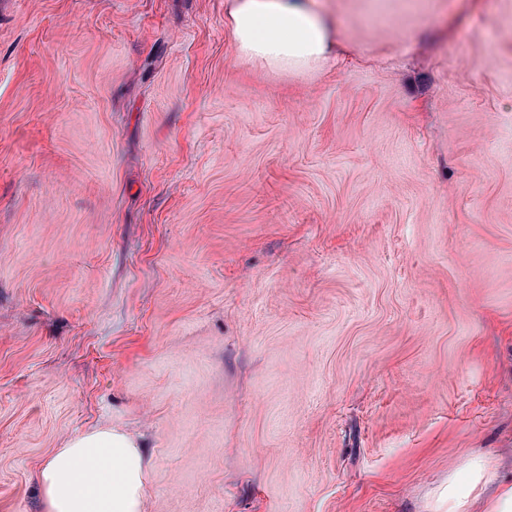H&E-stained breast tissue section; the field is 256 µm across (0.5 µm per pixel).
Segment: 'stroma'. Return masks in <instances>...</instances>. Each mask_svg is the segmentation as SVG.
Listing matches in <instances>:
<instances>
[{
	"instance_id": "35a3bbf8",
	"label": "stroma",
	"mask_w": 512,
	"mask_h": 512,
	"mask_svg": "<svg viewBox=\"0 0 512 512\" xmlns=\"http://www.w3.org/2000/svg\"><path fill=\"white\" fill-rule=\"evenodd\" d=\"M0 0V512L109 424L145 512H446L512 456V0ZM228 15L239 49L268 65L298 70L332 54L330 26L305 0H232Z\"/></svg>"
}]
</instances>
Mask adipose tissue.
Returning a JSON list of instances; mask_svg holds the SVG:
<instances>
[{
	"instance_id": "ef3b65f1",
	"label": "adipose tissue",
	"mask_w": 512,
	"mask_h": 512,
	"mask_svg": "<svg viewBox=\"0 0 512 512\" xmlns=\"http://www.w3.org/2000/svg\"><path fill=\"white\" fill-rule=\"evenodd\" d=\"M228 15L240 50L268 65L303 69L327 61L328 23L305 0H232ZM148 464L137 440L101 426L67 438L42 463L45 512H144ZM489 461L476 455L463 469L468 489L448 480V512H512V481L489 484Z\"/></svg>"
}]
</instances>
